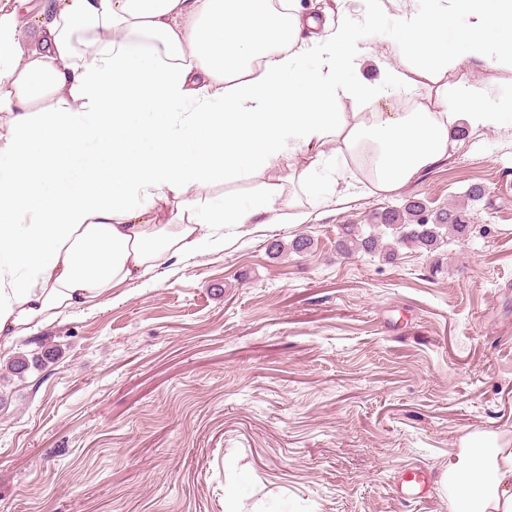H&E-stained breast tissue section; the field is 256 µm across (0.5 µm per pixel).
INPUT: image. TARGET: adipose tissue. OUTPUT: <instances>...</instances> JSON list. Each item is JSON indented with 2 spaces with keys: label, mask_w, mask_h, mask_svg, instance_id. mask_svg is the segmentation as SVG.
Here are the masks:
<instances>
[{
  "label": "adipose tissue",
  "mask_w": 512,
  "mask_h": 512,
  "mask_svg": "<svg viewBox=\"0 0 512 512\" xmlns=\"http://www.w3.org/2000/svg\"><path fill=\"white\" fill-rule=\"evenodd\" d=\"M418 2L401 65L372 83L345 22L309 45L323 69L304 68L295 45L315 21L298 0H0V112L13 115L0 133V342L222 246L225 226L302 223L300 196L330 155L373 144V186L389 193L447 158L459 123L512 118V97L448 79L454 43L485 55L476 28ZM419 83L427 99L397 108ZM345 97L355 112H340ZM234 180L256 181L250 203L195 197ZM442 482L450 512H512V448L472 437Z\"/></svg>",
  "instance_id": "1"
}]
</instances>
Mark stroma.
Here are the masks:
<instances>
[{
    "instance_id": "stroma-1",
    "label": "stroma",
    "mask_w": 512,
    "mask_h": 512,
    "mask_svg": "<svg viewBox=\"0 0 512 512\" xmlns=\"http://www.w3.org/2000/svg\"><path fill=\"white\" fill-rule=\"evenodd\" d=\"M301 2L317 35L357 22L361 76L398 64L415 0ZM459 71L512 94L495 48ZM343 169L304 223L239 226L0 346V512H449V456L472 435L512 444V124L465 128L394 192ZM474 184L464 240L391 262L336 250L341 225ZM298 234L313 252L270 253ZM416 472L430 493L412 500Z\"/></svg>"
}]
</instances>
